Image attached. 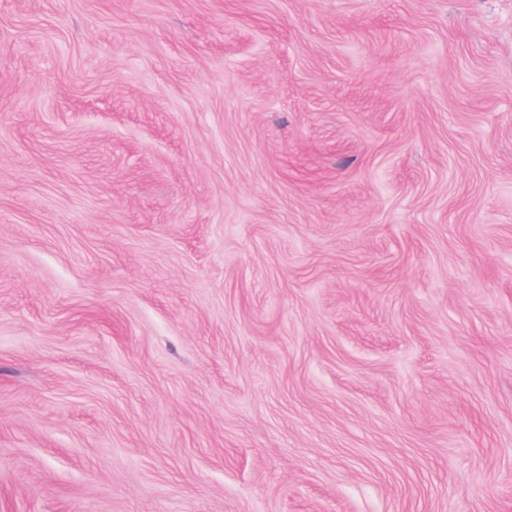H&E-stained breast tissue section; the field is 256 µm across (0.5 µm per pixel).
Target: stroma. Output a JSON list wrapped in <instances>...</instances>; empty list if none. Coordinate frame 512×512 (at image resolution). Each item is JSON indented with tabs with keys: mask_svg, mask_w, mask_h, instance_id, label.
Returning <instances> with one entry per match:
<instances>
[{
	"mask_svg": "<svg viewBox=\"0 0 512 512\" xmlns=\"http://www.w3.org/2000/svg\"><path fill=\"white\" fill-rule=\"evenodd\" d=\"M0 512H512V0H0Z\"/></svg>",
	"mask_w": 512,
	"mask_h": 512,
	"instance_id": "stroma-1",
	"label": "stroma"
}]
</instances>
